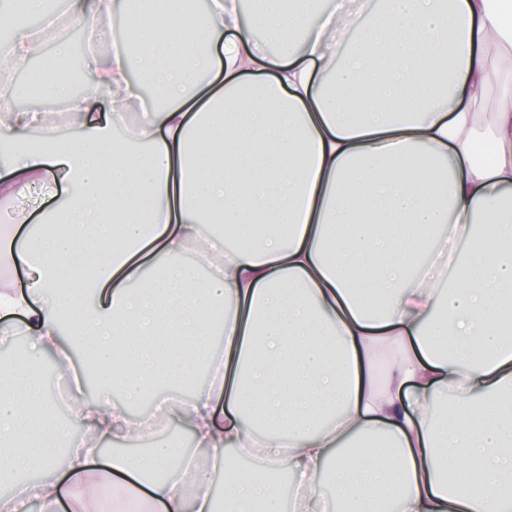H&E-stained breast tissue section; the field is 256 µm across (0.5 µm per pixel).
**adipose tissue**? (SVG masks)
Returning <instances> with one entry per match:
<instances>
[{"label": "adipose tissue", "instance_id": "1", "mask_svg": "<svg viewBox=\"0 0 512 512\" xmlns=\"http://www.w3.org/2000/svg\"><path fill=\"white\" fill-rule=\"evenodd\" d=\"M24 12L43 0H0V196L64 192L0 225V262L26 271L0 282V320L30 340L27 362L0 363V512H284L276 471L293 512H512V0H383L367 18L260 0L247 20L239 0H63V22L126 31L84 57L79 95L54 78L55 38L61 146L51 113L17 105L30 91L9 73L41 44ZM134 61L165 105L123 131ZM203 121L213 138L191 140ZM216 217L266 232L209 238L200 281L181 259ZM372 292L389 307L370 312ZM66 325L100 386L62 420L32 367L66 355ZM200 367L209 383L170 399ZM146 388L200 456H104L151 436L128 414ZM62 185L60 182L54 183L37 181L19 187L13 196L14 211L12 217L4 215L0 224H12L19 213L25 212L33 219H37L42 210L50 208L55 200L56 195H61Z\"/></svg>", "mask_w": 512, "mask_h": 512}]
</instances>
